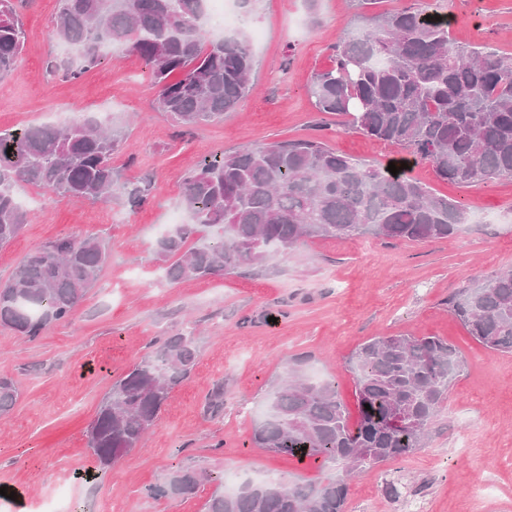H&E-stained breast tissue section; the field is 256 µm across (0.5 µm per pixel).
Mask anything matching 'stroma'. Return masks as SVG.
<instances>
[{
    "label": "stroma",
    "mask_w": 512,
    "mask_h": 512,
    "mask_svg": "<svg viewBox=\"0 0 512 512\" xmlns=\"http://www.w3.org/2000/svg\"><path fill=\"white\" fill-rule=\"evenodd\" d=\"M25 45L13 75L0 79V130L61 126L84 115L125 136L112 165L122 179H150L149 200L75 201L19 184L29 211L19 236L0 249V280L35 247L58 237L93 235L111 258L69 319L37 338L0 327V377L19 396L0 416V512H203L216 476L320 481L328 469L248 447L259 405L294 358L335 377L357 413L347 358L377 336H440L465 367L414 454L348 480L345 512H404L412 498L431 512H512V353L475 341L448 300L476 279L512 270V180L459 187L416 164L411 173L432 191L464 200L468 219L448 239L388 242L369 235L345 241L306 239L270 252L260 265L230 274L168 281L153 245L180 210L183 178L216 152L311 137L370 163L402 158L400 148L350 130L344 117L318 111L307 89L332 64L339 36L354 30L349 0H255L241 9L252 43L253 91L218 123L185 128L156 109L157 90L140 58L116 46L105 61L73 80L51 72L66 56L53 35L59 0H16ZM458 43L495 40L512 53V0H450ZM189 333L198 364L178 385L142 445L105 476L81 477L96 463L86 430L113 379L153 349L160 336ZM224 384V412L204 405ZM211 474L193 496L151 498L146 487L176 467ZM397 495H389L387 483Z\"/></svg>",
    "instance_id": "obj_1"
}]
</instances>
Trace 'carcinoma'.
Segmentation results:
<instances>
[{"instance_id":"1","label":"carcinoma","mask_w":512,"mask_h":512,"mask_svg":"<svg viewBox=\"0 0 512 512\" xmlns=\"http://www.w3.org/2000/svg\"><path fill=\"white\" fill-rule=\"evenodd\" d=\"M418 10L363 16L360 30L339 38L334 63L308 94L321 112L348 118L366 136L402 148V162L425 163L460 186L512 178V54L491 42L455 44L444 0ZM204 0H60L54 36L79 49L55 69L72 79L101 65L102 46L120 44L148 67L158 107L193 128L224 120L252 88L254 57L241 33L212 37L202 23ZM432 19H426V16ZM25 44L14 0H0V78L11 74ZM124 136L75 117L64 126L0 131V249L28 223L15 187L25 182L61 196L136 207L150 196L141 181L118 179L112 168ZM13 151H8V147ZM186 221L157 240L154 258L169 281L206 278L263 263L303 238L348 239L369 234L388 241L447 238L466 220L464 205L433 193L401 169L373 165L305 139L218 152L183 179ZM110 258L95 236L62 237L31 250L0 281V325L35 338L75 313ZM483 346L512 352V273L480 279L449 301ZM198 358L194 337L166 336L159 347L112 381L89 426L87 447L107 472L140 446L172 390ZM296 359L271 386L250 437L255 448L308 458L341 474L248 482L214 493L204 512H344L345 477L414 453L448 388L463 370L459 351L437 336H379L347 360L360 408L350 422L336 380L315 378ZM18 397L0 377V414ZM206 412H224V383L215 384ZM201 475L175 470L147 495L195 494Z\"/></svg>"}]
</instances>
